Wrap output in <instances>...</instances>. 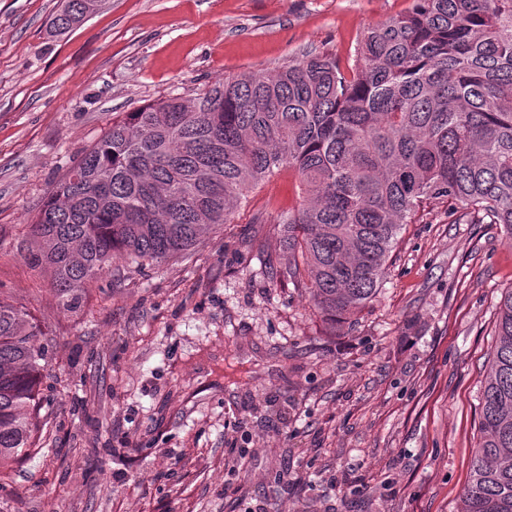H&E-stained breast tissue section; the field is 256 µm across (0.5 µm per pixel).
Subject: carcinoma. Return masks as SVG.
<instances>
[{
    "mask_svg": "<svg viewBox=\"0 0 512 512\" xmlns=\"http://www.w3.org/2000/svg\"><path fill=\"white\" fill-rule=\"evenodd\" d=\"M102 4L62 0L50 31ZM285 169L302 202L283 219L277 274L332 328L373 299L401 229L431 205L497 224L511 244L512 0H413L367 30L351 67L308 54L127 113L49 193L26 261L51 270L73 309L115 256L143 264L192 249ZM38 335L0 301V469L30 447L47 357ZM495 336L461 512H512V287Z\"/></svg>",
    "mask_w": 512,
    "mask_h": 512,
    "instance_id": "obj_1",
    "label": "carcinoma"
}]
</instances>
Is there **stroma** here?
I'll use <instances>...</instances> for the list:
<instances>
[{"label":"stroma","instance_id":"obj_1","mask_svg":"<svg viewBox=\"0 0 512 512\" xmlns=\"http://www.w3.org/2000/svg\"><path fill=\"white\" fill-rule=\"evenodd\" d=\"M413 0H107L58 35L59 0H0V301L48 361L41 434L0 512H460L512 245L446 205L404 227L332 330L280 283V171L187 254L116 261L63 308L25 255L53 185L113 122L307 53L353 61Z\"/></svg>","mask_w":512,"mask_h":512}]
</instances>
